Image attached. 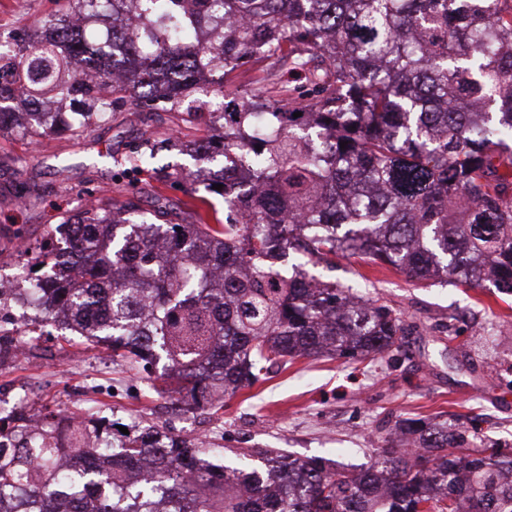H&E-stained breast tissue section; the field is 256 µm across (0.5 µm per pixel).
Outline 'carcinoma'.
Listing matches in <instances>:
<instances>
[{"instance_id": "obj_1", "label": "carcinoma", "mask_w": 512, "mask_h": 512, "mask_svg": "<svg viewBox=\"0 0 512 512\" xmlns=\"http://www.w3.org/2000/svg\"><path fill=\"white\" fill-rule=\"evenodd\" d=\"M74 15L111 20L108 38L75 33ZM118 39L130 77L103 96L83 75L108 78ZM255 58L301 73L312 94L272 72L230 91L234 118L215 121L194 86L221 90ZM114 93L133 111L164 99L203 119L190 155L198 168L224 158L207 185H222L224 223L193 205V186L189 224L132 221L126 206L65 214L59 283L12 297L39 289L33 323L132 369L162 366L186 408L222 410L297 357L400 348L389 306L308 263L360 256L512 295V0H64L22 43L0 44V136L22 94L25 132L57 130L50 105L69 102L79 138ZM160 150L135 149L129 169ZM110 430L82 407L40 430L1 415L0 512H512V454L471 448L446 422L401 421L359 471L279 448L230 466L156 424L104 448Z\"/></svg>"}]
</instances>
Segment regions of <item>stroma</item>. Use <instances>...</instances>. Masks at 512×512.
I'll list each match as a JSON object with an SVG mask.
<instances>
[{
	"label": "stroma",
	"mask_w": 512,
	"mask_h": 512,
	"mask_svg": "<svg viewBox=\"0 0 512 512\" xmlns=\"http://www.w3.org/2000/svg\"><path fill=\"white\" fill-rule=\"evenodd\" d=\"M55 7L54 0H0V41ZM202 134L187 113H134L119 102L106 122L78 139L0 136V274L25 261L20 244L46 250L59 238L62 214L91 201L116 207L132 199L140 216L162 209L168 223H188L177 172L192 164L184 144ZM147 140L162 146L153 170L127 172L126 156ZM22 192L29 206H18ZM331 277L401 318L400 350L373 361L300 358L275 366L264 381L227 397L223 410L206 413L171 407L168 395L113 360L111 349L56 328L0 366V398L23 388L38 409L93 407L131 431L164 423L177 434L206 437L228 463L243 448H279L364 468L388 429L408 417L472 421L479 438L512 449V295L416 280L357 256L337 258Z\"/></svg>",
	"instance_id": "1"
}]
</instances>
